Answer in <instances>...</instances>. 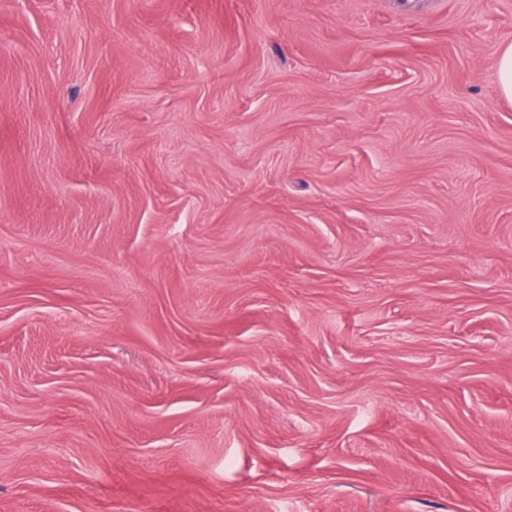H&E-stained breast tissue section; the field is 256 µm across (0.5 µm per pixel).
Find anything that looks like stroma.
I'll list each match as a JSON object with an SVG mask.
<instances>
[{"instance_id": "35a3bbf8", "label": "stroma", "mask_w": 512, "mask_h": 512, "mask_svg": "<svg viewBox=\"0 0 512 512\" xmlns=\"http://www.w3.org/2000/svg\"><path fill=\"white\" fill-rule=\"evenodd\" d=\"M512 0H0V512H512ZM497 81L500 92L508 99H512V43L501 47L497 65Z\"/></svg>"}]
</instances>
